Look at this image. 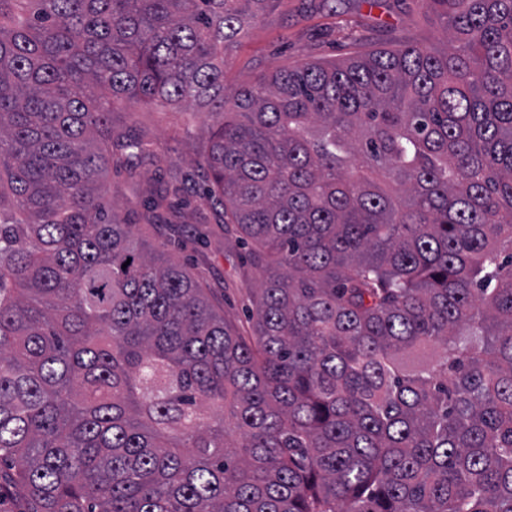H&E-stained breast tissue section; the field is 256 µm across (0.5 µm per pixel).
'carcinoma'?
I'll return each mask as SVG.
<instances>
[{"mask_svg":"<svg viewBox=\"0 0 512 512\" xmlns=\"http://www.w3.org/2000/svg\"><path fill=\"white\" fill-rule=\"evenodd\" d=\"M268 0H0V499L19 512H512V0L224 95ZM203 109L243 334L105 200ZM148 202L165 224L168 195Z\"/></svg>","mask_w":512,"mask_h":512,"instance_id":"carcinoma-1","label":"carcinoma"}]
</instances>
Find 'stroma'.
Returning <instances> with one entry per match:
<instances>
[{
    "label": "stroma",
    "mask_w": 512,
    "mask_h": 512,
    "mask_svg": "<svg viewBox=\"0 0 512 512\" xmlns=\"http://www.w3.org/2000/svg\"><path fill=\"white\" fill-rule=\"evenodd\" d=\"M447 46L446 20L424 0H270L261 16L245 20L237 43L224 60V86L234 89L258 80L273 66L293 67L310 61H340L358 52L392 48L408 41ZM133 130L157 145L160 162L143 161L134 174H110L112 201H129V219L142 238L165 257L188 264L203 286L221 295L227 323L246 327L250 290L262 270L243 265L242 248L216 224L211 209L198 197L201 115L190 108L157 110L124 107L121 116ZM142 190L161 191L182 182V202L167 210V228L144 219L142 200H131L128 178Z\"/></svg>",
    "instance_id": "obj_1"
}]
</instances>
